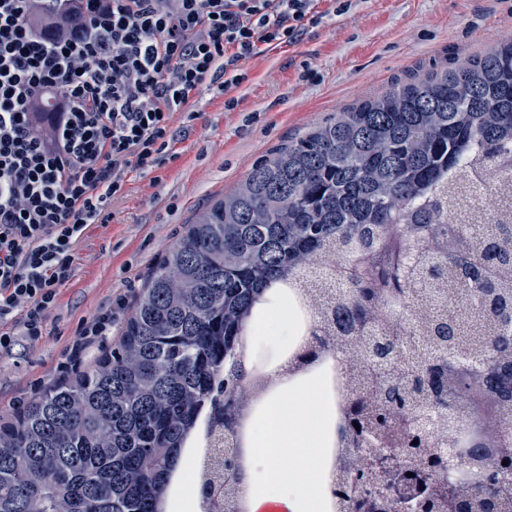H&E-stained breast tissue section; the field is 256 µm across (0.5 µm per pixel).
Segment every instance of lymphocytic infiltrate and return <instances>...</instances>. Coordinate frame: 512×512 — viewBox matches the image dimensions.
<instances>
[{"label":"lymphocytic infiltrate","mask_w":512,"mask_h":512,"mask_svg":"<svg viewBox=\"0 0 512 512\" xmlns=\"http://www.w3.org/2000/svg\"><path fill=\"white\" fill-rule=\"evenodd\" d=\"M317 2L0 0V354L42 337L87 226L129 169L162 164L192 94L239 87L240 61L296 41Z\"/></svg>","instance_id":"1"}]
</instances>
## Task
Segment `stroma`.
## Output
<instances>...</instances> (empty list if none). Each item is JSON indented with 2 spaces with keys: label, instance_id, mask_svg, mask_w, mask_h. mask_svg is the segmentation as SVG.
Segmentation results:
<instances>
[{
  "label": "stroma",
  "instance_id": "35a3bbf8",
  "mask_svg": "<svg viewBox=\"0 0 512 512\" xmlns=\"http://www.w3.org/2000/svg\"><path fill=\"white\" fill-rule=\"evenodd\" d=\"M319 8L325 18L306 24L297 42L241 61L234 109L200 90L189 102L197 120L172 124L165 163L127 172L111 222L87 227L42 338L0 357L1 420L99 358L96 349L66 356L94 316L111 313L108 342L117 343L156 260L256 162L406 78L512 41V0H353L341 15L321 0Z\"/></svg>",
  "mask_w": 512,
  "mask_h": 512
}]
</instances>
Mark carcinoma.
I'll return each instance as SVG.
<instances>
[{
	"label": "carcinoma",
	"mask_w": 512,
	"mask_h": 512,
	"mask_svg": "<svg viewBox=\"0 0 512 512\" xmlns=\"http://www.w3.org/2000/svg\"><path fill=\"white\" fill-rule=\"evenodd\" d=\"M473 148L500 161L499 176L512 175V42L395 84L256 163L161 257L112 353L0 422V512H166L206 413L210 429L227 431L213 465L230 498L245 481L232 427L249 397L245 343L256 304L323 250L344 262L341 284L318 281L325 313L336 335L365 345L364 382L338 433L382 434L418 472L443 474L409 425L414 394L468 403L451 376L512 401V367L500 363L512 335L483 288L512 279V213L488 225L492 250L477 259L455 220L469 187L448 183ZM402 232L421 246L412 269L397 266ZM449 269L473 321L448 316L444 302L414 328L420 279L437 288ZM474 338L487 355L477 375L435 355ZM470 456L496 467L473 474L460 512L489 498L512 512V453L484 446ZM378 478L373 460L360 457L352 484L343 478L334 493L355 512L369 496L356 489Z\"/></svg>",
	"instance_id": "1"
}]
</instances>
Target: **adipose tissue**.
Segmentation results:
<instances>
[{"mask_svg":"<svg viewBox=\"0 0 512 512\" xmlns=\"http://www.w3.org/2000/svg\"><path fill=\"white\" fill-rule=\"evenodd\" d=\"M260 322L247 339L248 344H288L295 333L288 304L270 295L259 306ZM315 384H308L299 399L272 407L267 418L256 423L252 449L246 463V482L251 488L249 512H320V496L299 470L281 464L286 454L313 464L324 445L326 420L323 403L316 398Z\"/></svg>","mask_w":512,"mask_h":512,"instance_id":"obj_1","label":"adipose tissue"}]
</instances>
